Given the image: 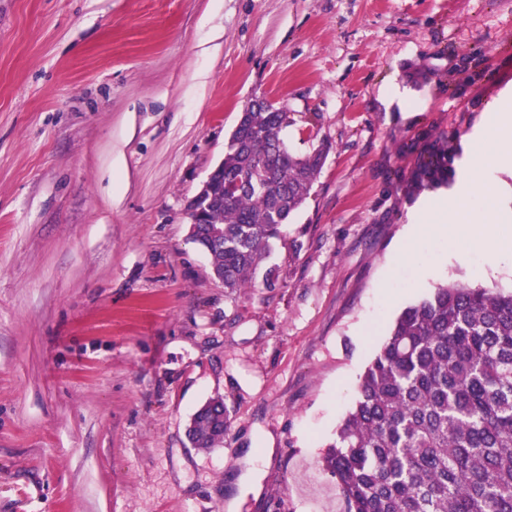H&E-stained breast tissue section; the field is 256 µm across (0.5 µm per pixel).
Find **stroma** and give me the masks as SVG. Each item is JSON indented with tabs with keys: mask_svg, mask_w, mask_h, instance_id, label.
I'll return each mask as SVG.
<instances>
[{
	"mask_svg": "<svg viewBox=\"0 0 512 512\" xmlns=\"http://www.w3.org/2000/svg\"><path fill=\"white\" fill-rule=\"evenodd\" d=\"M508 87L512 0H0V512H344L319 461L395 318L512 288L465 236L394 262ZM259 98L330 150L278 279L232 293L185 204ZM477 192L512 230V172ZM216 395L224 443L193 447ZM448 142L429 151L428 162L419 167L411 176V183L416 186L442 182L448 178Z\"/></svg>",
	"mask_w": 512,
	"mask_h": 512,
	"instance_id": "1",
	"label": "stroma"
}]
</instances>
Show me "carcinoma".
<instances>
[{
    "label": "carcinoma",
    "instance_id": "obj_1",
    "mask_svg": "<svg viewBox=\"0 0 512 512\" xmlns=\"http://www.w3.org/2000/svg\"><path fill=\"white\" fill-rule=\"evenodd\" d=\"M287 125L274 104L246 112L224 153V183L204 201L208 223L194 242L231 291L256 287L271 241L324 165V143L288 151ZM448 150L445 140L430 151L411 183L447 179ZM358 393L322 457L345 512H512V293L438 286L396 318ZM187 436L195 448L223 443L209 413Z\"/></svg>",
    "mask_w": 512,
    "mask_h": 512
}]
</instances>
